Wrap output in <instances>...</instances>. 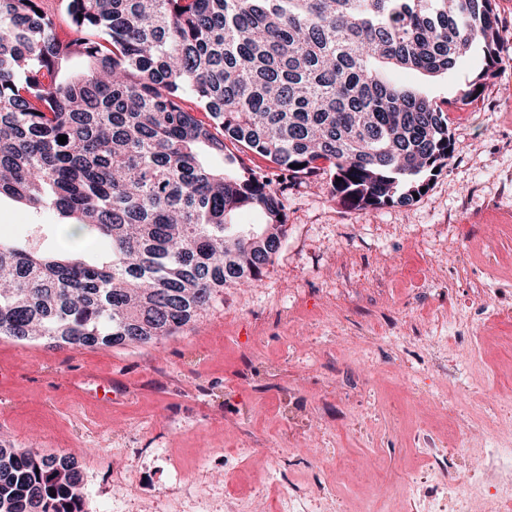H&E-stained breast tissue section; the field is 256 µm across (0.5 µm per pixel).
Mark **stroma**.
I'll list each match as a JSON object with an SVG mask.
<instances>
[{"label": "stroma", "instance_id": "stroma-1", "mask_svg": "<svg viewBox=\"0 0 512 512\" xmlns=\"http://www.w3.org/2000/svg\"><path fill=\"white\" fill-rule=\"evenodd\" d=\"M474 55L436 78L404 83L455 99ZM448 166L412 204L357 209L331 196L328 176L286 193V236L252 286L225 288L201 318L152 346L56 348L0 336V446L73 460L84 512H271L281 474L326 483L338 461L386 459L415 440L414 394L446 397L440 435L464 406L494 418L512 392V53L476 100L448 114ZM71 250L62 219L0 199V236ZM471 336L491 385L447 384L433 354L452 363ZM279 468L256 471L260 449Z\"/></svg>", "mask_w": 512, "mask_h": 512}]
</instances>
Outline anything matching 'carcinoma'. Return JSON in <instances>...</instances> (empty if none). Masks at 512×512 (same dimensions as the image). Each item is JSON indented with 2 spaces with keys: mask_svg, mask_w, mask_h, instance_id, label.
Here are the masks:
<instances>
[{
  "mask_svg": "<svg viewBox=\"0 0 512 512\" xmlns=\"http://www.w3.org/2000/svg\"><path fill=\"white\" fill-rule=\"evenodd\" d=\"M475 49L463 105L512 50L492 0H0V197L73 220L105 256L0 240V336L156 345L261 280L285 187L229 142L285 181L329 176L355 208L411 203L448 166V113L389 74L439 76ZM83 496L71 462L0 447V512H83ZM234 155L236 156V165L241 164L244 167L252 169L257 173L265 174L273 181H276L274 165L271 164L266 158L259 154L253 153L247 149L239 148L235 149L229 144Z\"/></svg>",
  "mask_w": 512,
  "mask_h": 512,
  "instance_id": "cac0c4a2",
  "label": "carcinoma"
}]
</instances>
